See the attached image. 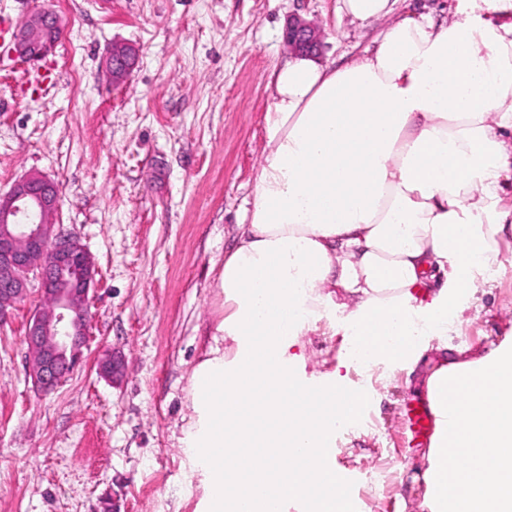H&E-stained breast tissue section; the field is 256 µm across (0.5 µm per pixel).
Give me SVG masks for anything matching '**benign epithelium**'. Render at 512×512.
<instances>
[{"mask_svg": "<svg viewBox=\"0 0 512 512\" xmlns=\"http://www.w3.org/2000/svg\"><path fill=\"white\" fill-rule=\"evenodd\" d=\"M59 30L56 13L35 9L13 33L10 52L22 62L39 60L54 49L50 33ZM285 38L297 54H311L320 43L317 28L299 18L288 24ZM103 63L112 83L120 84L137 66L138 54L114 43ZM59 204L57 183L38 173L0 193V324L11 319L32 283H38L45 302L31 312L24 341L30 376L45 394L55 391L79 361L89 335V295L96 275L80 240L59 229Z\"/></svg>", "mask_w": 512, "mask_h": 512, "instance_id": "7a95c632", "label": "benign epithelium"}]
</instances>
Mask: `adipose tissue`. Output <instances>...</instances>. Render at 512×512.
<instances>
[{"instance_id": "obj_1", "label": "adipose tissue", "mask_w": 512, "mask_h": 512, "mask_svg": "<svg viewBox=\"0 0 512 512\" xmlns=\"http://www.w3.org/2000/svg\"><path fill=\"white\" fill-rule=\"evenodd\" d=\"M343 5L368 23L392 11ZM273 84L251 206L215 281L222 343L191 372L182 443L205 512H349L328 447L358 390L336 369L308 381L307 338L339 312L345 364L414 369L497 264L512 237V0L389 21L362 55L293 56Z\"/></svg>"}]
</instances>
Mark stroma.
Segmentation results:
<instances>
[{"label": "stroma", "mask_w": 512, "mask_h": 512, "mask_svg": "<svg viewBox=\"0 0 512 512\" xmlns=\"http://www.w3.org/2000/svg\"><path fill=\"white\" fill-rule=\"evenodd\" d=\"M39 6L63 22L52 53L21 63L0 41V191L31 171L52 178L62 228L98 274L84 361L54 392L35 389L23 341L38 290L0 327V512H200L179 443L185 387L224 315L214 280L264 157L287 23H313L329 63L372 46L381 26L343 0H0V29ZM115 42L139 52L119 86L101 68ZM484 276L448 329L472 357L512 348V246ZM111 351L125 362L114 383L97 370ZM442 364L431 350L410 373L346 370L367 397L331 448L352 512H429V449L401 447L399 414Z\"/></svg>", "instance_id": "35a3bbf8"}]
</instances>
